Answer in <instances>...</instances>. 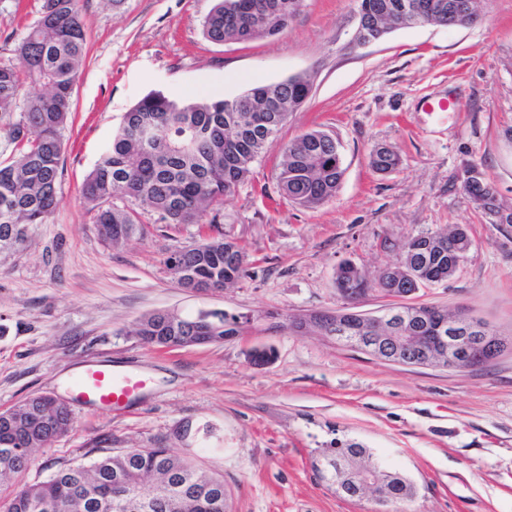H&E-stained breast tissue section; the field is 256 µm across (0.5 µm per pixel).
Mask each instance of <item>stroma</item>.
<instances>
[{"label": "stroma", "instance_id": "stroma-1", "mask_svg": "<svg viewBox=\"0 0 512 512\" xmlns=\"http://www.w3.org/2000/svg\"><path fill=\"white\" fill-rule=\"evenodd\" d=\"M215 0H85L86 57L64 132L57 205L23 245L0 254V412L35 394L69 402V431L0 484V500L63 464L163 446L222 475L227 512H377L311 469L310 452L354 440L407 473L418 495L400 512H512V349L484 367H410L288 330L289 317L346 308L338 265L369 274L400 261L406 237L462 226L476 246L415 302L466 311L512 337V224H493L461 187L477 165L512 207V0H481L477 20L425 24L353 42L358 0H303L278 35L216 44L202 32ZM40 0H0V62L11 61ZM307 76L312 92L269 143L253 180L224 198L225 235L248 254L233 287L197 292L167 268L195 224L143 213L113 246L97 234L82 184L134 104L153 91L231 98L249 85ZM448 99L431 116L429 99ZM321 129L340 144L344 175L316 208L281 198L285 143ZM401 157L389 173L374 147ZM223 311L249 317L224 341L163 350L129 327L145 315ZM257 348L272 352L255 365ZM146 382L126 410L76 403L86 363ZM213 429L204 435L203 426ZM372 167L382 173L392 171L401 165L400 155L393 149L374 148L371 152Z\"/></svg>", "mask_w": 512, "mask_h": 512}]
</instances>
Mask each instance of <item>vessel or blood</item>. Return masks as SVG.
Masks as SVG:
<instances>
[{"label": "vessel or blood", "instance_id": "obj_1", "mask_svg": "<svg viewBox=\"0 0 512 512\" xmlns=\"http://www.w3.org/2000/svg\"><path fill=\"white\" fill-rule=\"evenodd\" d=\"M144 385L136 375L93 364L80 373L76 392L79 400L112 410L124 406Z\"/></svg>", "mask_w": 512, "mask_h": 512}]
</instances>
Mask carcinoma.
<instances>
[{"mask_svg": "<svg viewBox=\"0 0 512 512\" xmlns=\"http://www.w3.org/2000/svg\"><path fill=\"white\" fill-rule=\"evenodd\" d=\"M302 0H217L203 21L215 43L248 41L279 34L300 10ZM477 0H359V12L374 17L387 5H404L426 20L452 27L475 21ZM86 55L83 0H41L38 19L14 49V60L0 64V133L11 147L0 160V253L22 244L33 224H43L56 203L63 148L62 132L72 112L73 86ZM311 92L310 80L296 76L255 85L233 98L178 99L157 91L132 106L113 134L112 144L87 176L82 195L94 212L99 236L118 245L141 231L138 209L163 224H199L211 241L187 249L175 273L198 291L224 289L246 274L247 254L224 237L217 223L224 196L251 180L254 165ZM288 102V111L279 105ZM382 173L401 165L385 148L371 152ZM343 176L339 143L322 130L288 141L277 171L279 192L288 200L318 207L336 195ZM461 187L490 217L503 210L496 187L476 166L463 169ZM473 247L463 227L406 238L403 260L371 279L345 261L336 269V289L350 301L371 292L402 298L455 275ZM418 325L434 335L448 318ZM248 318L222 311L182 317L156 312L128 330L149 345L164 336L187 343L221 341L240 332ZM71 426L68 406L47 394L29 397L0 413V481L27 470L33 453ZM313 471L325 480L344 474L341 494L352 500L371 491L388 506L413 499L414 483L386 468L371 449L353 441L318 448ZM227 490L218 477L168 448H137L63 466L47 480L18 487L0 512H226Z\"/></svg>", "mask_w": 512, "mask_h": 512, "instance_id": "1", "label": "carcinoma"}]
</instances>
